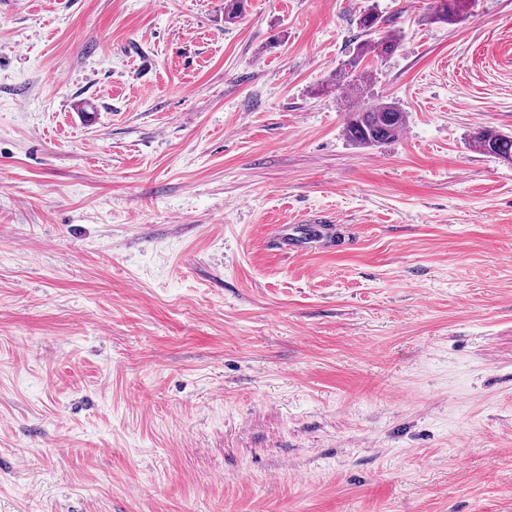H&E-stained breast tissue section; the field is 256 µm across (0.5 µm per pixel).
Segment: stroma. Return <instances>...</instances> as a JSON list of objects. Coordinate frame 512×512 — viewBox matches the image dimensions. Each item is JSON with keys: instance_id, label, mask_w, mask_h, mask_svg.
Instances as JSON below:
<instances>
[{"instance_id": "1", "label": "stroma", "mask_w": 512, "mask_h": 512, "mask_svg": "<svg viewBox=\"0 0 512 512\" xmlns=\"http://www.w3.org/2000/svg\"><path fill=\"white\" fill-rule=\"evenodd\" d=\"M432 4L0 0V512H512V0ZM466 0H435L429 20L453 24L461 18ZM381 22L375 8H367L359 16V25L368 38L357 45L352 52L339 62L331 80L318 88V93L350 90L359 100L345 123L344 133L353 143L365 147H376L387 143L405 125V112L393 102L382 99L371 101L370 87L372 70L368 69L366 59L382 58L392 55L400 46L401 35L387 31L376 37ZM374 35V36H373ZM482 152L512 164V136L495 129H480L472 137ZM282 248L293 255L330 251L336 247V232L332 224H284L280 231Z\"/></svg>"}]
</instances>
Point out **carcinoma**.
Instances as JSON below:
<instances>
[{
	"label": "carcinoma",
	"instance_id": "carcinoma-1",
	"mask_svg": "<svg viewBox=\"0 0 512 512\" xmlns=\"http://www.w3.org/2000/svg\"><path fill=\"white\" fill-rule=\"evenodd\" d=\"M246 0H224V22L233 23L245 11ZM465 0H435L429 19L453 24L461 18ZM359 25L367 39L339 62L331 80L318 89L320 93L349 90L359 104L349 109L344 133L353 143L376 147L387 143L405 125V113L393 102L371 99L372 70L366 59L392 55L400 46L401 35L388 31L377 36L380 18L375 8L364 10ZM473 144L482 152L512 164V136L495 129H480L472 137Z\"/></svg>",
	"mask_w": 512,
	"mask_h": 512
}]
</instances>
